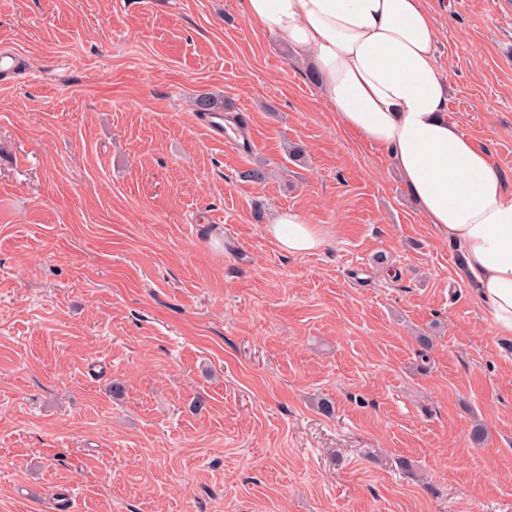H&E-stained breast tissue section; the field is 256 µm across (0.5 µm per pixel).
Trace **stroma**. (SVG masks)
Returning <instances> with one entry per match:
<instances>
[{
  "mask_svg": "<svg viewBox=\"0 0 512 512\" xmlns=\"http://www.w3.org/2000/svg\"><path fill=\"white\" fill-rule=\"evenodd\" d=\"M427 5L512 182V0ZM0 40V512H512V335L240 0H0ZM195 112L200 113H209L212 112V119L209 121H206V125L209 129V131L214 135L215 137H218L220 139H224V124L221 122L222 119L224 120V114L222 112H214L220 108H222V104L214 99L211 95L207 93H203L198 95L193 103ZM267 232L282 251L291 255L313 253L325 244L320 226L313 224L309 216L292 209L276 212Z\"/></svg>",
  "mask_w": 512,
  "mask_h": 512,
  "instance_id": "obj_1",
  "label": "stroma"
}]
</instances>
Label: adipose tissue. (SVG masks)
<instances>
[{"instance_id": "adipose-tissue-1", "label": "adipose tissue", "mask_w": 512, "mask_h": 512, "mask_svg": "<svg viewBox=\"0 0 512 512\" xmlns=\"http://www.w3.org/2000/svg\"><path fill=\"white\" fill-rule=\"evenodd\" d=\"M243 11L319 73L346 130L386 152L424 221L461 247L497 332L512 335V186L447 118L425 0H243ZM267 232L291 255L325 244L320 226L292 209L276 212Z\"/></svg>"}]
</instances>
